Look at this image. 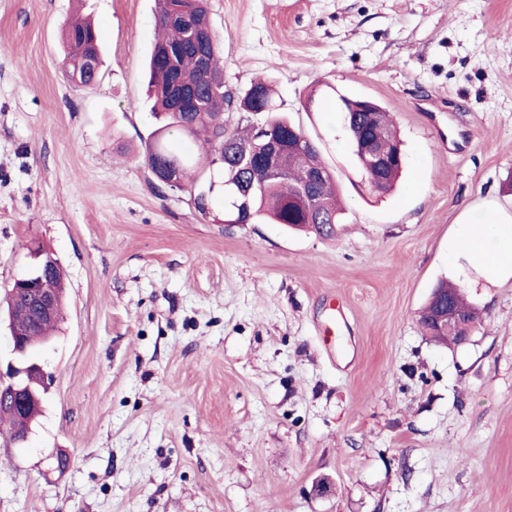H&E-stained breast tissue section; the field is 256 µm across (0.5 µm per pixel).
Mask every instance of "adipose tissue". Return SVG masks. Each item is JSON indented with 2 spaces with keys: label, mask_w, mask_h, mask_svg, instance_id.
<instances>
[{
  "label": "adipose tissue",
  "mask_w": 512,
  "mask_h": 512,
  "mask_svg": "<svg viewBox=\"0 0 512 512\" xmlns=\"http://www.w3.org/2000/svg\"><path fill=\"white\" fill-rule=\"evenodd\" d=\"M448 240V259L456 267L475 269L486 283L512 280V213L486 202L465 209Z\"/></svg>",
  "instance_id": "1"
}]
</instances>
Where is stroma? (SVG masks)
Here are the masks:
<instances>
[{
	"label": "stroma",
	"instance_id": "35a3bbf8",
	"mask_svg": "<svg viewBox=\"0 0 512 512\" xmlns=\"http://www.w3.org/2000/svg\"><path fill=\"white\" fill-rule=\"evenodd\" d=\"M208 10L226 90L273 83L344 220L328 238L228 224L221 189L204 217L154 178L155 0H0V297L35 245L66 284L34 353L42 412L27 442L0 433V512H512V281L448 262L465 207L512 211V0ZM77 12L104 47L90 90L64 71ZM341 94L396 121L390 194L353 156ZM442 280L481 312L466 343L417 321Z\"/></svg>",
	"mask_w": 512,
	"mask_h": 512
}]
</instances>
